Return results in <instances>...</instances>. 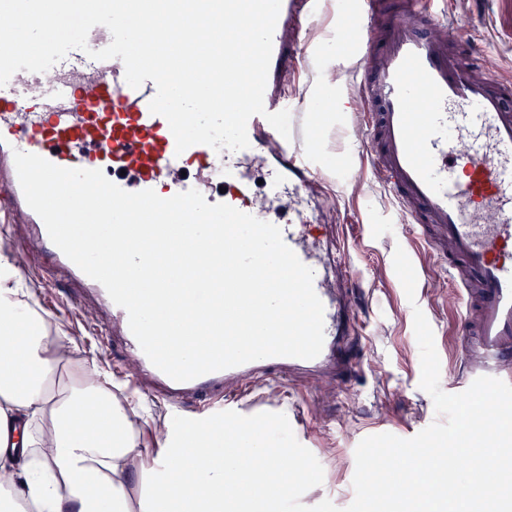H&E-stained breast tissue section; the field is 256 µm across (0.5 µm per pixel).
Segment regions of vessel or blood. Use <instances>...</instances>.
Returning <instances> with one entry per match:
<instances>
[{
	"mask_svg": "<svg viewBox=\"0 0 512 512\" xmlns=\"http://www.w3.org/2000/svg\"><path fill=\"white\" fill-rule=\"evenodd\" d=\"M354 24L345 37L358 53L360 105L367 152L393 196L403 223L416 240L448 266L461 308L457 350L463 375L459 390L481 376L512 384V83L478 81L449 39L448 18L437 10L418 15L411 0H352ZM320 0H281L264 94L277 109L282 67L302 59L286 36L289 18L313 19ZM153 81L131 88L121 59L94 60L71 51L44 73L19 71L0 87V209L23 215L33 242L46 248L58 273L80 299L105 308L131 352L140 346L127 311L53 245L41 218L27 205L14 163L15 151L32 153L65 168L131 167L137 177L122 189L164 188L166 196L198 190L214 202L211 187L223 182L226 204L275 224L284 242L314 272V290L324 306V346L316 358L269 357L177 382L153 364L146 381L164 399L192 398L211 406L241 395L254 377L297 379L300 369L329 367L348 381L360 367L353 308L354 281L344 254L313 237L317 222L308 193L319 172L320 141L283 138L265 119L247 123L249 148L215 151L196 144L177 152L167 120L151 113ZM272 153L267 190L251 192L255 154ZM193 168L194 176L179 173ZM292 198L286 208L282 198Z\"/></svg>",
	"mask_w": 512,
	"mask_h": 512,
	"instance_id": "vessel-or-blood-1",
	"label": "vessel or blood"
}]
</instances>
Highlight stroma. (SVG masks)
<instances>
[{
  "instance_id": "stroma-1",
  "label": "stroma",
  "mask_w": 512,
  "mask_h": 512,
  "mask_svg": "<svg viewBox=\"0 0 512 512\" xmlns=\"http://www.w3.org/2000/svg\"><path fill=\"white\" fill-rule=\"evenodd\" d=\"M442 8L455 27L475 39L474 45L460 48L477 60L474 77L512 78V0H444ZM338 25L335 4L326 0L301 42L303 72L288 76L286 91L295 101L319 97L326 102L321 114L292 116L291 128L298 138L314 133L322 141L326 165L317 183L324 199L319 220L339 226L360 285L356 301L367 338L363 368L346 385L324 377L291 385L269 378L264 385H252L224 412L284 413L297 440L324 469L322 484L309 489L302 503L314 506L328 499L344 508L355 496V450L363 438L390 433L408 439L436 419L433 399L420 387L414 309L423 311L433 330L444 392H452L460 366L454 348L445 344L454 329L457 300L444 267L414 239L409 226L399 225L396 202L364 159L360 115L346 107L359 96L356 58L349 44L337 42ZM399 247L417 274L411 300L393 267ZM4 260L40 318L80 348L88 367L127 384L135 380L138 360L108 340L97 313L75 308L71 286L53 276L48 255L28 250L11 224L0 221V262Z\"/></svg>"
}]
</instances>
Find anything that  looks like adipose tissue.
Masks as SVG:
<instances>
[{"label":"adipose tissue","instance_id":"ef3b65f1","mask_svg":"<svg viewBox=\"0 0 512 512\" xmlns=\"http://www.w3.org/2000/svg\"><path fill=\"white\" fill-rule=\"evenodd\" d=\"M0 264V512H278L280 459L251 419L149 424L142 399L67 374Z\"/></svg>","mask_w":512,"mask_h":512}]
</instances>
